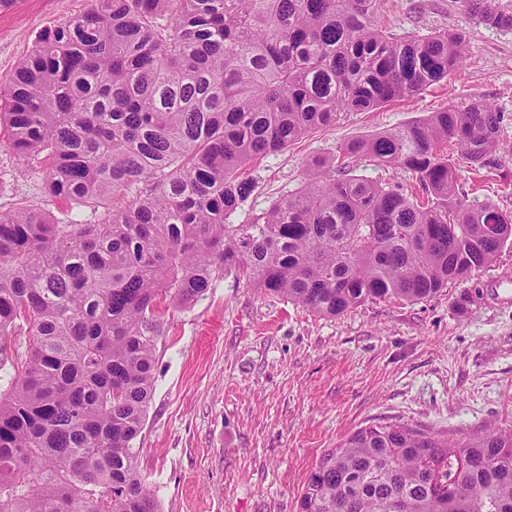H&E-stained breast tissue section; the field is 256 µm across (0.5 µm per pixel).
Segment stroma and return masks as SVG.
Here are the masks:
<instances>
[{"label":"stroma","instance_id":"stroma-1","mask_svg":"<svg viewBox=\"0 0 512 512\" xmlns=\"http://www.w3.org/2000/svg\"><path fill=\"white\" fill-rule=\"evenodd\" d=\"M88 0H14L0 9V80L37 37ZM396 37L469 34L443 84L372 112H344L253 169L254 195L230 216L249 224L297 191L306 163L354 140L481 98L505 113L500 168L461 169L470 202L512 212V30L476 25L460 0H382ZM27 205L65 219L41 176L0 148V211ZM155 392L139 468L160 512H296L324 450L359 428L406 425L451 439L512 428V243L497 260L422 302H368L327 318L228 274L208 296L160 320Z\"/></svg>","mask_w":512,"mask_h":512}]
</instances>
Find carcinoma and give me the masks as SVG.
I'll return each instance as SVG.
<instances>
[{
  "mask_svg": "<svg viewBox=\"0 0 512 512\" xmlns=\"http://www.w3.org/2000/svg\"><path fill=\"white\" fill-rule=\"evenodd\" d=\"M380 2L91 0L0 85V146L40 168L48 197L102 210L0 211V512H159L133 443L163 303L233 271L334 318L432 298L512 240V213L457 183L501 166L503 117L482 99L316 157L298 192L227 223L256 189L250 163L463 65L466 33L394 38ZM463 6L512 30L495 0ZM366 158L422 194L356 174ZM297 512H512V429L361 428L320 456Z\"/></svg>",
  "mask_w": 512,
  "mask_h": 512,
  "instance_id": "carcinoma-1",
  "label": "carcinoma"
}]
</instances>
